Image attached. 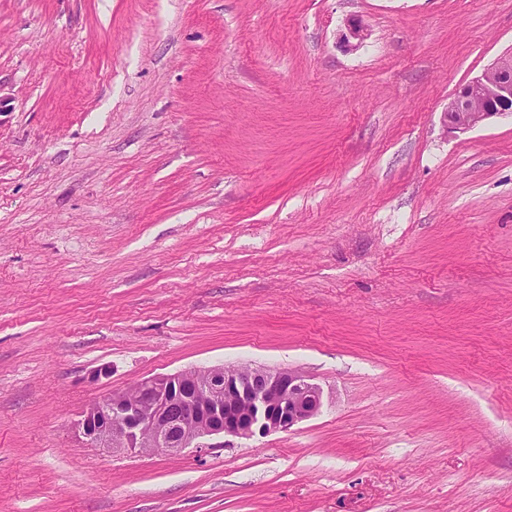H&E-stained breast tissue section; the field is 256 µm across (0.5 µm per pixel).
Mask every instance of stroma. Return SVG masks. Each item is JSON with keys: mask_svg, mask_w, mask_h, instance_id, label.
<instances>
[{"mask_svg": "<svg viewBox=\"0 0 512 512\" xmlns=\"http://www.w3.org/2000/svg\"><path fill=\"white\" fill-rule=\"evenodd\" d=\"M510 52L512 0H0V512H512V116L444 127ZM242 364L320 413L74 429ZM137 395L134 397V395ZM91 404L76 423L91 447L177 455L207 437L249 439L316 416L322 390L293 369H190L146 379Z\"/></svg>", "mask_w": 512, "mask_h": 512, "instance_id": "35a3bbf8", "label": "stroma"}]
</instances>
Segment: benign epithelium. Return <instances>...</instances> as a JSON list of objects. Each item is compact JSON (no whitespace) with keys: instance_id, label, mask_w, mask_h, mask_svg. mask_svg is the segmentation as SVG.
I'll use <instances>...</instances> for the list:
<instances>
[{"instance_id":"1","label":"benign epithelium","mask_w":512,"mask_h":512,"mask_svg":"<svg viewBox=\"0 0 512 512\" xmlns=\"http://www.w3.org/2000/svg\"><path fill=\"white\" fill-rule=\"evenodd\" d=\"M365 38L356 18L346 23L344 47L357 49ZM512 115V53L448 99L445 124L469 131L496 115ZM322 390L293 369L251 365L190 369L146 379L137 395L117 392L91 404L76 423L92 447L130 453L177 455L201 440L287 431L316 416Z\"/></svg>"}]
</instances>
